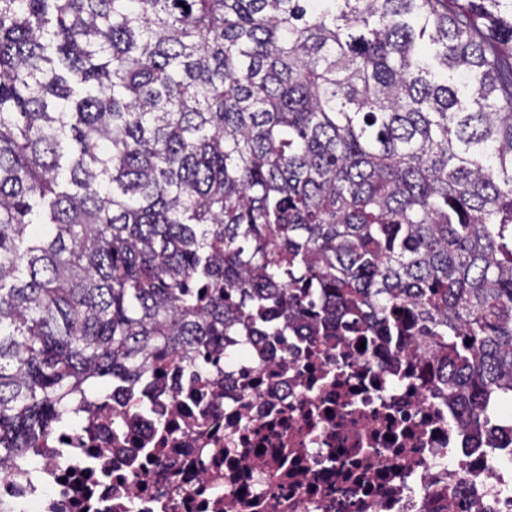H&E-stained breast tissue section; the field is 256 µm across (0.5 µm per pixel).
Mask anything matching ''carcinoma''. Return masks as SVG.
<instances>
[{
  "label": "carcinoma",
  "mask_w": 512,
  "mask_h": 512,
  "mask_svg": "<svg viewBox=\"0 0 512 512\" xmlns=\"http://www.w3.org/2000/svg\"><path fill=\"white\" fill-rule=\"evenodd\" d=\"M304 319L512 400V0H0V471Z\"/></svg>",
  "instance_id": "cac0c4a2"
}]
</instances>
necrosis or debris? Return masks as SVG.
<instances>
[{"instance_id":"4bbe7bcc","label":"necrosis or debris","mask_w":512,"mask_h":512,"mask_svg":"<svg viewBox=\"0 0 512 512\" xmlns=\"http://www.w3.org/2000/svg\"><path fill=\"white\" fill-rule=\"evenodd\" d=\"M446 369L416 336H228L203 370L113 382L0 512H512V408L473 441Z\"/></svg>"}]
</instances>
